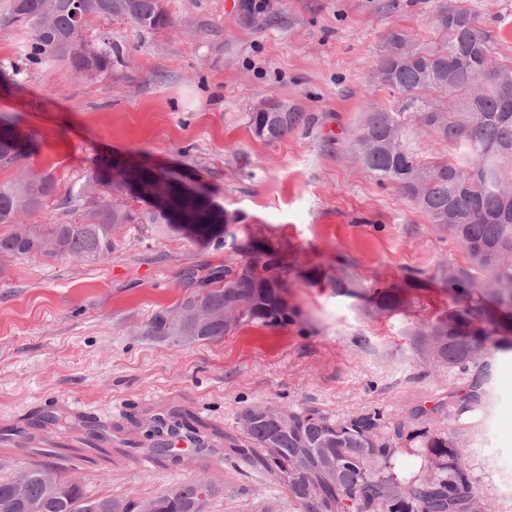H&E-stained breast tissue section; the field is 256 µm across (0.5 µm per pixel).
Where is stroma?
Masks as SVG:
<instances>
[{
  "mask_svg": "<svg viewBox=\"0 0 512 512\" xmlns=\"http://www.w3.org/2000/svg\"><path fill=\"white\" fill-rule=\"evenodd\" d=\"M464 2L512 62V0H163L168 26L144 31L95 18L87 40L109 39L121 56L87 76L60 62L34 64L33 32L0 16V112L27 137L24 167L57 184L31 224L79 223L85 185L109 162L164 174L204 190L228 218L222 247L185 233L114 230L119 249L89 266L40 256L6 259L0 273V429L59 415L33 440L0 443V480L37 461L80 482L88 496L140 501L201 474L220 484L206 512H299L268 473L225 456L240 437L238 416L264 403L333 417L379 411L388 424L417 409L435 430H457L475 489L496 512H512V351L497 354L495 403L485 413H448V393L467 379L424 367L411 336L449 297L433 277L467 255L393 184H378L357 157L366 112L396 105L376 80L390 29L433 38L439 13ZM282 100L310 118L274 142L257 138L248 115ZM284 250L288 301L298 318L283 327L245 325L216 342L174 346L141 336L154 309L241 260L248 238ZM340 275L346 292L308 283L309 267ZM431 278L411 309L373 315L364 297L411 272ZM173 409L216 426L210 453L157 457L131 420ZM94 419L106 457L81 446Z\"/></svg>",
  "mask_w": 512,
  "mask_h": 512,
  "instance_id": "stroma-1",
  "label": "stroma"
}]
</instances>
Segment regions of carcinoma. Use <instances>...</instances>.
<instances>
[{
  "label": "carcinoma",
  "mask_w": 512,
  "mask_h": 512,
  "mask_svg": "<svg viewBox=\"0 0 512 512\" xmlns=\"http://www.w3.org/2000/svg\"><path fill=\"white\" fill-rule=\"evenodd\" d=\"M452 23L439 15L436 39L416 43L417 56L405 55L413 42L394 28L385 37L378 69L382 86L406 94L398 109L368 113L358 141L360 160L380 182L391 183L424 213L438 232L455 239L470 265H448L439 281L448 288V308L420 324L412 346L423 364L469 375V391L448 394V411L459 416L486 409L491 400L490 349L512 350V86L502 91L476 84L472 74L512 73V64L495 59V41L475 15L457 7ZM8 16L33 30L28 59L62 61L82 73L112 70L119 50L110 41L88 42L86 23L94 18L122 19L146 30L169 24L158 0H10ZM452 98L455 107L439 112L425 92ZM306 113L252 112L249 127L267 142L281 139L306 123ZM17 117L0 113V163L20 165L26 151L18 140ZM448 143V157L424 160L413 145L419 133ZM154 197L152 209L135 210L122 201L128 183ZM106 189L113 202L93 199L83 223L24 224L22 215L42 209L56 185L47 176L22 173L0 182V254L16 258H72L95 264L117 251L112 229L134 224L141 233L188 231L224 245V213L206 194L189 193L154 174L92 178L88 192ZM245 261L226 265L198 282V289L173 307L155 309L141 335L179 344L194 331L195 342H215L250 324L280 327L295 316L288 304V260L255 238L240 247ZM423 281L410 276L378 288L369 299L378 315L403 310L410 291ZM246 443L229 453L272 475L287 489L300 512H471L468 492L475 478L467 449L455 431L436 432L417 423L389 428L378 411L334 418L312 410L252 405L239 415ZM417 444L421 464L409 477L396 471L400 456ZM214 481L198 477L147 501L117 504L92 499L83 487L38 463L12 481L0 482V512H205L218 493Z\"/></svg>",
  "instance_id": "cac0c4a2"
}]
</instances>
